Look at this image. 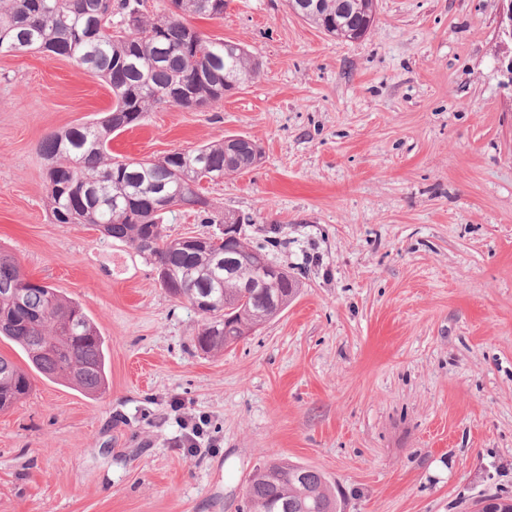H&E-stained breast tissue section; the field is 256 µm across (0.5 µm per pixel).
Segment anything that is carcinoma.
<instances>
[{
	"label": "carcinoma",
	"mask_w": 512,
	"mask_h": 512,
	"mask_svg": "<svg viewBox=\"0 0 512 512\" xmlns=\"http://www.w3.org/2000/svg\"><path fill=\"white\" fill-rule=\"evenodd\" d=\"M288 6L327 35L345 41L368 33L376 0H313L307 13L297 0ZM226 0H169L151 15L145 0H0V54L20 46L72 60L103 81L114 98L100 120L77 124L47 136L41 155L46 172V202L54 224H91L107 238L128 245L163 274L167 293L195 306L208 291L211 305L200 312L194 342L208 354L250 335L252 312L269 308L278 297L295 296L299 282L290 273L271 285L256 283L254 253L261 245L233 243L237 277L224 276V233L192 243L166 234L165 224L180 212L202 224H222L202 191L230 173L249 170L262 159L254 142L235 135L161 158H112V134L134 126L154 108L186 109L217 103L224 93L260 76L254 55L240 44L213 40L189 23L192 17L223 16ZM100 13L101 30L83 41L79 31ZM182 86L192 96L176 95ZM0 337L27 354L40 375L63 380L88 395L106 389L105 343L82 306L52 286L35 282L18 260L0 251ZM32 390L30 375L0 355V412ZM246 512H342L336 490L319 470L269 462L257 469L246 488Z\"/></svg>",
	"instance_id": "1"
}]
</instances>
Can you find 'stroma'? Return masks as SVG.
<instances>
[{
	"instance_id": "stroma-1",
	"label": "stroma",
	"mask_w": 512,
	"mask_h": 512,
	"mask_svg": "<svg viewBox=\"0 0 512 512\" xmlns=\"http://www.w3.org/2000/svg\"><path fill=\"white\" fill-rule=\"evenodd\" d=\"M501 0H378L342 42L286 0H227L207 36L248 47L254 82L164 107L112 156L244 135L260 164L208 186L300 291L207 355L199 315L149 263L44 207L43 139L112 108L69 59L0 56V250L79 302L108 348L105 391L34 375L0 412V512H242L278 459L338 485L344 512H474L512 498V86ZM206 416L199 447L182 421Z\"/></svg>"
}]
</instances>
